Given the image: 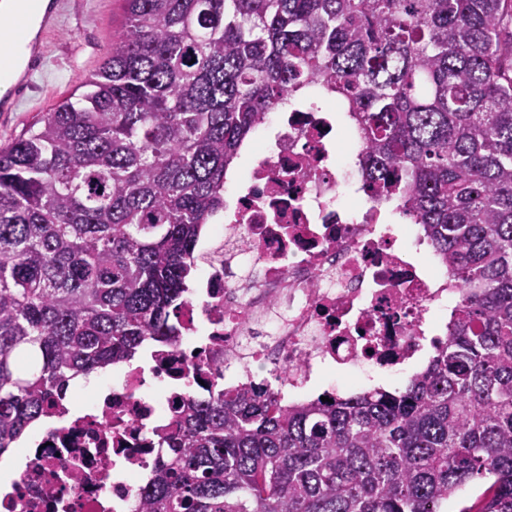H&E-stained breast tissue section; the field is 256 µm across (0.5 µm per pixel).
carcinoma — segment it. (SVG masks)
I'll list each match as a JSON object with an SVG mask.
<instances>
[{
  "instance_id": "obj_1",
  "label": "carcinoma",
  "mask_w": 512,
  "mask_h": 512,
  "mask_svg": "<svg viewBox=\"0 0 512 512\" xmlns=\"http://www.w3.org/2000/svg\"><path fill=\"white\" fill-rule=\"evenodd\" d=\"M87 83L0 149V457L78 377L176 336L224 177L319 86L461 301L404 389L188 398L139 512H512V0H125ZM489 485L488 480H474L460 497L448 501V512H458L462 507H468L472 512H476L482 506V494Z\"/></svg>"
}]
</instances>
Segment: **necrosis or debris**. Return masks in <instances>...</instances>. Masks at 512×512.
<instances>
[{
  "instance_id": "necrosis-or-debris-1",
  "label": "necrosis or debris",
  "mask_w": 512,
  "mask_h": 512,
  "mask_svg": "<svg viewBox=\"0 0 512 512\" xmlns=\"http://www.w3.org/2000/svg\"><path fill=\"white\" fill-rule=\"evenodd\" d=\"M335 103L265 120L267 136L195 245L204 268L171 343L121 362L100 394L64 398L34 431L0 512H138L158 432L207 384L308 400L326 375L366 389L421 370L448 338L434 313L457 289L421 225L390 223L356 173L364 155ZM350 204H341L342 195Z\"/></svg>"
}]
</instances>
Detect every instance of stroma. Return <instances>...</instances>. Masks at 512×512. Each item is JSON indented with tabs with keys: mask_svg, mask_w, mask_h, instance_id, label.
I'll return each mask as SVG.
<instances>
[{
	"mask_svg": "<svg viewBox=\"0 0 512 512\" xmlns=\"http://www.w3.org/2000/svg\"><path fill=\"white\" fill-rule=\"evenodd\" d=\"M58 26L43 39L45 61L18 98L16 111L0 112V147L16 139L43 113L82 94L126 22L124 0H56Z\"/></svg>",
	"mask_w": 512,
	"mask_h": 512,
	"instance_id": "obj_1",
	"label": "stroma"
}]
</instances>
